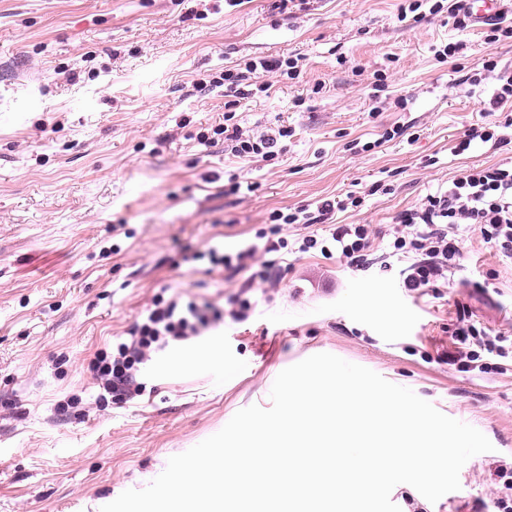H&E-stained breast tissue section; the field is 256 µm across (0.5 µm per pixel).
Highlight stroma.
Wrapping results in <instances>:
<instances>
[{
  "label": "stroma",
  "mask_w": 512,
  "mask_h": 512,
  "mask_svg": "<svg viewBox=\"0 0 512 512\" xmlns=\"http://www.w3.org/2000/svg\"><path fill=\"white\" fill-rule=\"evenodd\" d=\"M274 2L0 0V512H100L238 410L270 407L276 376L318 353L411 388L493 444L436 503L397 485L401 512H494L491 467L512 462V368L461 372L441 358L462 308L512 337V264L472 231L438 298L408 293L395 268L289 257L245 322L154 353L135 403L98 400L88 363L161 288L202 281L219 304L234 291L206 263H182L185 251L235 249L273 210L351 192L362 206L334 223L381 235L460 168L512 163V144L454 152L472 125L505 120L470 78L490 57L512 67V37L425 6L403 18L414 0ZM448 44L454 54L437 57ZM283 57L299 77L263 74L270 90L247 101L218 84L243 60ZM228 113L246 130L291 128L279 161L200 143ZM398 125L407 137L382 141ZM233 175L245 189L228 196ZM214 340L210 360L169 369ZM72 395L79 406L58 413Z\"/></svg>",
  "instance_id": "stroma-1"
}]
</instances>
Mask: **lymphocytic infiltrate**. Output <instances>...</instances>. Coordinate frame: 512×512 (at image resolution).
Segmentation results:
<instances>
[{"label": "lymphocytic infiltrate", "mask_w": 512, "mask_h": 512, "mask_svg": "<svg viewBox=\"0 0 512 512\" xmlns=\"http://www.w3.org/2000/svg\"><path fill=\"white\" fill-rule=\"evenodd\" d=\"M298 77V61L252 59L224 72V83L237 98H249L252 79L262 73ZM224 148L239 158L273 161L279 158L288 128L250 132L238 124L220 129ZM362 200L350 195L343 200L323 198L315 205L274 210L268 227L259 229L251 242L236 253L209 248L185 253L184 262L208 260L227 278L242 277L240 288L216 305L199 295H156L127 329L116 337L111 349L102 350L89 365L100 388L101 401L128 403L142 396L146 385L140 379L142 365L151 353L189 341L218 328L225 321L241 323L253 308L255 286L277 284L286 256L320 250L325 257L337 256L348 268L386 271L402 262L400 274L406 290L423 291L447 286L456 270L458 236L462 230L478 231L482 240L499 255L512 260V166L495 164L462 168L447 188L427 194L422 202L398 214L389 229L385 252H377L375 235L366 224H331L335 211L361 207ZM287 224L300 226L298 237L283 233ZM450 364L460 371H502V362L512 359L507 337L476 326L469 314L459 313L452 332Z\"/></svg>", "instance_id": "lymphocytic-infiltrate-1"}]
</instances>
